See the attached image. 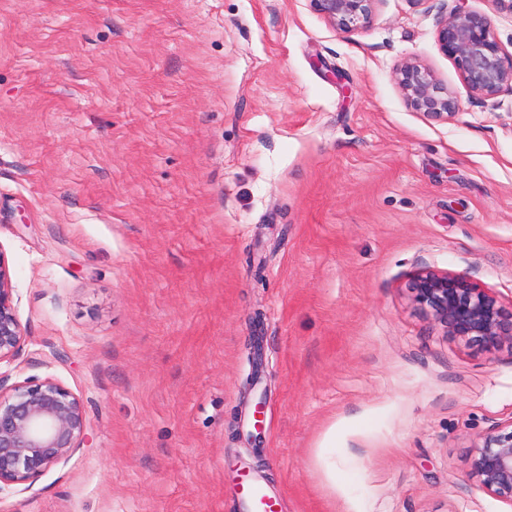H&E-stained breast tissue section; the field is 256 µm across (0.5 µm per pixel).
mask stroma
Returning a JSON list of instances; mask_svg holds the SVG:
<instances>
[{
    "label": "stroma",
    "instance_id": "stroma-1",
    "mask_svg": "<svg viewBox=\"0 0 512 512\" xmlns=\"http://www.w3.org/2000/svg\"><path fill=\"white\" fill-rule=\"evenodd\" d=\"M468 11L512 53L491 0H377L349 37L310 0H0V379L55 380L93 437L0 512H249L246 476L275 512H512L469 467L512 348L408 289L512 306V91L472 97L436 41ZM406 61L460 112L410 108ZM10 268L0 253V362L16 357L24 341V332L13 304ZM414 302L440 323L448 336L465 344L495 351L512 348V308L506 310L498 295L460 274L428 267L409 283Z\"/></svg>",
    "mask_w": 512,
    "mask_h": 512
}]
</instances>
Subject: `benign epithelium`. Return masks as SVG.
Wrapping results in <instances>:
<instances>
[{"mask_svg":"<svg viewBox=\"0 0 512 512\" xmlns=\"http://www.w3.org/2000/svg\"><path fill=\"white\" fill-rule=\"evenodd\" d=\"M314 9L339 33L366 28L377 0H311ZM441 52L456 65L471 96L491 98L512 89V54L495 37L484 12L453 13L439 21ZM395 80L407 104L432 120L459 111L456 95L428 68L405 62ZM414 302L440 323L447 335L488 351L512 348V310L498 295L460 274L428 267L409 283ZM10 268L0 252V361L16 357L24 332L13 304ZM82 401L53 380L4 387L0 380V485L25 483L58 463L87 440ZM471 475L483 490L512 505V419L495 421L472 439Z\"/></svg>","mask_w":512,"mask_h":512,"instance_id":"obj_1","label":"benign epithelium"}]
</instances>
